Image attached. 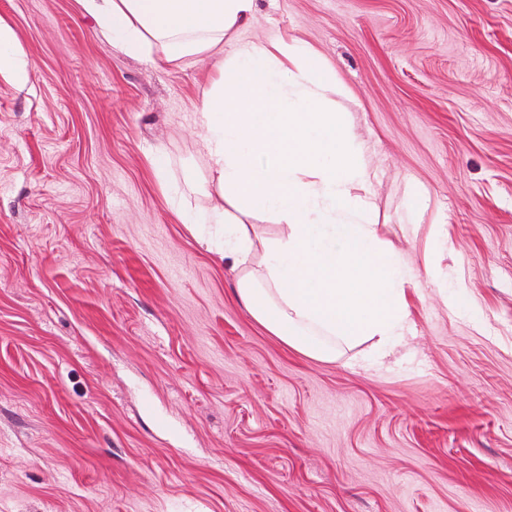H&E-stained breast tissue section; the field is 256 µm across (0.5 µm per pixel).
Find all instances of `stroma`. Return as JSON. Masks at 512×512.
<instances>
[{
	"mask_svg": "<svg viewBox=\"0 0 512 512\" xmlns=\"http://www.w3.org/2000/svg\"><path fill=\"white\" fill-rule=\"evenodd\" d=\"M0 18L30 68L0 73V512H512V0H259L244 31L327 58L379 170L419 273L381 365L288 347L182 222L214 59L156 69L78 0ZM429 197L423 187L414 180L406 182L404 190L403 223L418 226L429 207ZM426 272L430 279V284L435 288H439L441 296L445 304L450 308L460 306V296L462 284L458 281L449 282L448 275L436 264H428Z\"/></svg>",
	"mask_w": 512,
	"mask_h": 512,
	"instance_id": "1",
	"label": "stroma"
}]
</instances>
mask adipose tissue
I'll use <instances>...</instances> for the list:
<instances>
[{
  "label": "adipose tissue",
  "instance_id": "1",
  "mask_svg": "<svg viewBox=\"0 0 512 512\" xmlns=\"http://www.w3.org/2000/svg\"><path fill=\"white\" fill-rule=\"evenodd\" d=\"M79 2L102 39L156 68L217 59L199 119L206 219L223 227L219 252L257 322L326 362L367 341L388 354L412 333L414 269L382 233L377 174L328 96L321 53L288 36L244 39L258 0Z\"/></svg>",
  "mask_w": 512,
  "mask_h": 512
}]
</instances>
